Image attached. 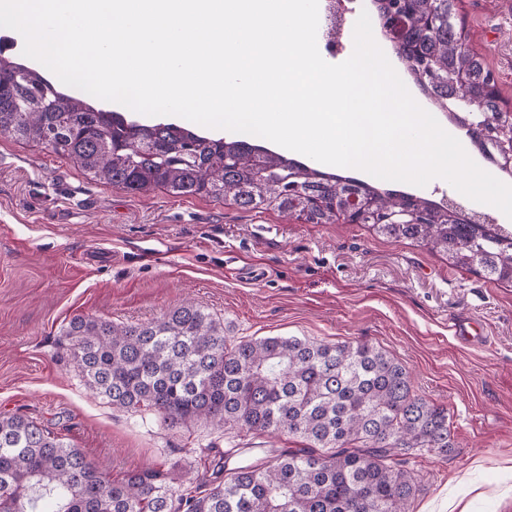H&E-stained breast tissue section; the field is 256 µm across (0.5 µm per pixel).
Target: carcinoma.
I'll list each match as a JSON object with an SVG mask.
<instances>
[{
  "instance_id": "1",
  "label": "carcinoma",
  "mask_w": 512,
  "mask_h": 512,
  "mask_svg": "<svg viewBox=\"0 0 512 512\" xmlns=\"http://www.w3.org/2000/svg\"><path fill=\"white\" fill-rule=\"evenodd\" d=\"M458 0H373L402 23L395 48L413 82L481 155L512 129L480 128L502 111L492 72L455 16ZM45 145L129 193L211 197L307 224L350 218L409 240L448 265L512 285V230L478 224L426 197L330 173L239 138L176 123L139 124L67 95L0 50V130ZM62 345L86 385L112 407L151 412L169 428L199 422L306 442L224 470L202 491L172 489L159 468L113 481L37 421L0 415V512H411L407 456L457 447L448 408L413 390L406 368L367 341L297 336L237 340L192 303L121 324L77 316Z\"/></svg>"
}]
</instances>
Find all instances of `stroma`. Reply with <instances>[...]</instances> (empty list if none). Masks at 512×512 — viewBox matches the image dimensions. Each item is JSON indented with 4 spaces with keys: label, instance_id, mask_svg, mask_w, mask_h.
Returning a JSON list of instances; mask_svg holds the SVG:
<instances>
[{
    "label": "stroma",
    "instance_id": "1",
    "mask_svg": "<svg viewBox=\"0 0 512 512\" xmlns=\"http://www.w3.org/2000/svg\"><path fill=\"white\" fill-rule=\"evenodd\" d=\"M471 46L512 109V0H461ZM231 336L363 340L397 358L415 390L448 407L457 446L410 458L413 512H512V286L449 266L359 224H304L205 197L132 194L44 146L0 136V414H23L113 478L158 466L176 489L214 478L221 453L302 447L204 424L167 428L97 398L60 344L76 316L144 323L182 302ZM466 316L490 348H465Z\"/></svg>",
    "mask_w": 512,
    "mask_h": 512
}]
</instances>
